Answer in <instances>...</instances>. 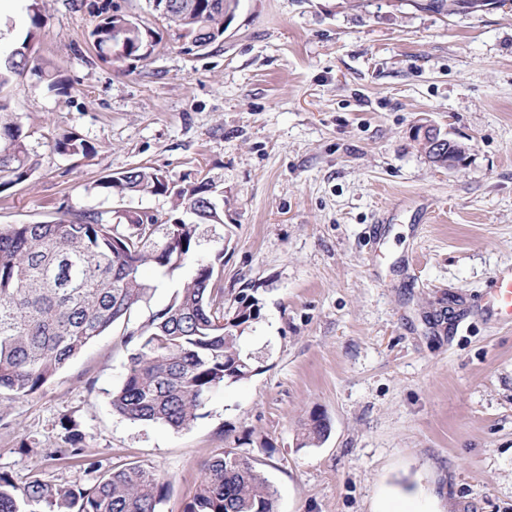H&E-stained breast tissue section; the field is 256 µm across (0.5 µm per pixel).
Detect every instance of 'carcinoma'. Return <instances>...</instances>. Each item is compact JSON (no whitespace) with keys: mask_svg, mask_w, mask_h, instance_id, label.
<instances>
[{"mask_svg":"<svg viewBox=\"0 0 512 512\" xmlns=\"http://www.w3.org/2000/svg\"><path fill=\"white\" fill-rule=\"evenodd\" d=\"M230 2L238 0H168L165 18L204 51L221 43L224 5ZM26 10L27 36L0 53V92L29 72L57 86L55 68L30 49L44 29L37 0ZM97 18L89 36L103 60L151 55L150 34L139 27L126 32L124 43H113L131 19L111 4L102 5ZM53 150L89 156L94 146L67 132ZM31 172L19 123L0 118V192L26 182ZM96 188L108 196H169L180 217L165 224L155 213L132 210L114 224L100 213L66 212L51 222L0 228V421L8 403L43 390L97 337L150 299L157 285L143 278L142 267L172 277L193 254L197 226L223 223L220 193L205 180L180 186L158 169L136 166L99 178ZM259 317L257 297L241 291L224 302L220 267L195 260L169 302L127 334L135 349L112 392L113 411L134 423L191 426L213 390L253 375L240 339ZM62 426L66 446L53 454L86 472L98 471L75 422L65 417ZM328 430L325 418L311 413L299 447L318 445ZM165 494V481L141 464L114 470L88 488L40 478L18 486L0 472V512H157ZM277 498L275 486L249 458L225 448L204 463L199 489L183 512H276Z\"/></svg>","mask_w":512,"mask_h":512,"instance_id":"cac0c4a2","label":"carcinoma"}]
</instances>
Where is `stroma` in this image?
<instances>
[{
  "instance_id": "35a3bbf8",
  "label": "stroma",
  "mask_w": 512,
  "mask_h": 512,
  "mask_svg": "<svg viewBox=\"0 0 512 512\" xmlns=\"http://www.w3.org/2000/svg\"><path fill=\"white\" fill-rule=\"evenodd\" d=\"M112 2L151 32L147 59L100 58L87 34L102 0H38L34 47L69 92L30 73L0 96L33 168L0 193V226L64 207L165 220L170 198L108 197L96 181L138 165L207 178L223 221L199 225L193 256L222 261L225 298L254 289L261 315L241 347L255 373L180 431L113 412L126 334L168 303L181 269L9 404L0 471L93 485L99 473L47 455L67 415L100 473L163 477L160 512H182L227 447L256 460L278 512H374L403 493L418 512H512V325L468 311L512 266V0L448 14L429 0H238L204 52L148 0ZM424 120L466 146L462 167L427 160L413 137ZM65 131L94 155L55 153ZM313 412L330 430L303 448Z\"/></svg>"
}]
</instances>
